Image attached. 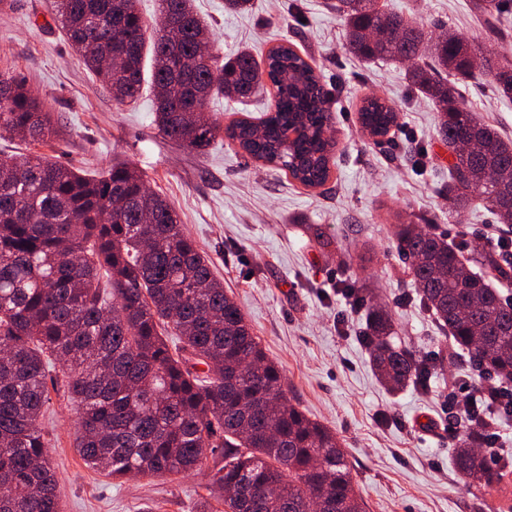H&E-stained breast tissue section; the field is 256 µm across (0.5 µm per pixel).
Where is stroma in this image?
<instances>
[{
  "label": "stroma",
  "instance_id": "35a3bbf8",
  "mask_svg": "<svg viewBox=\"0 0 512 512\" xmlns=\"http://www.w3.org/2000/svg\"><path fill=\"white\" fill-rule=\"evenodd\" d=\"M53 0L0 4V71H20L60 131L44 147L52 161L93 177L112 163L141 172L175 208L185 231L212 263L268 357L278 363L287 396L342 443L368 512H512V473L494 487L462 480L455 445L443 429L449 401L475 375L468 358L448 356L427 388L390 394L379 383L362 339L366 306L352 307L343 282L368 284L390 310L398 337L423 357L442 344L429 312L406 302L411 281L396 249L395 227L431 219L436 233L472 248L496 245L505 228L487 209L448 211L452 158L438 133L437 110L406 78L405 67L365 63L345 47L336 0H255L228 13L224 0H194L213 33V52L243 48L261 56L281 41L311 56L333 92L338 143L324 186L307 188L248 156L225 137L196 153L164 140L153 96L116 105L68 46ZM425 29L453 31L478 45V61L500 60L512 38L492 36L473 0H380ZM478 117L512 139V100L487 77L461 84ZM390 99L399 125L376 144L358 110L365 95ZM261 90L241 103L219 95L207 116L220 125L259 118L271 102ZM327 246H320L316 233ZM43 426L60 476L61 512H221L207 502L205 473L113 480L88 468L73 444L74 414L51 392Z\"/></svg>",
  "mask_w": 512,
  "mask_h": 512
}]
</instances>
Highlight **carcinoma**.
<instances>
[{
  "mask_svg": "<svg viewBox=\"0 0 512 512\" xmlns=\"http://www.w3.org/2000/svg\"><path fill=\"white\" fill-rule=\"evenodd\" d=\"M512 0H480L500 40L499 15ZM346 48L366 60L408 63L411 85L439 111L448 166V213L476 202L512 228V142L481 121L459 92L475 75V48L448 31L426 34L376 0H338ZM71 47L120 105L145 85L165 139L202 151L224 134L252 158L275 164L300 184L330 177L336 140L328 134L331 94L313 63L280 44L257 59L243 50L188 68L209 41L193 0H159L150 24L136 0H54ZM496 90L512 98V59L485 63ZM273 102L258 120L223 127L201 120L219 93L248 99L263 83ZM367 134L386 135L398 111L372 95L359 109ZM28 143L57 135L17 71H0V132ZM464 141L469 150H457ZM396 238L411 258L413 299L432 314L450 348L498 381L512 383V303L490 285L512 283L506 243L463 256L465 244L413 224ZM388 311L373 307L365 332L371 362L391 391L424 386L444 354L423 362L394 344ZM206 370L200 372L197 366ZM76 415L74 447L109 478L209 470L206 490L224 512H366L336 435L287 398L270 360L210 261L172 205L143 176L114 163L101 179L30 154L0 159V512H60L59 478L40 419L49 386ZM484 431L468 423L454 451L464 478L488 486L497 471L478 451Z\"/></svg>",
  "mask_w": 512,
  "mask_h": 512,
  "instance_id": "obj_1",
  "label": "carcinoma"
}]
</instances>
